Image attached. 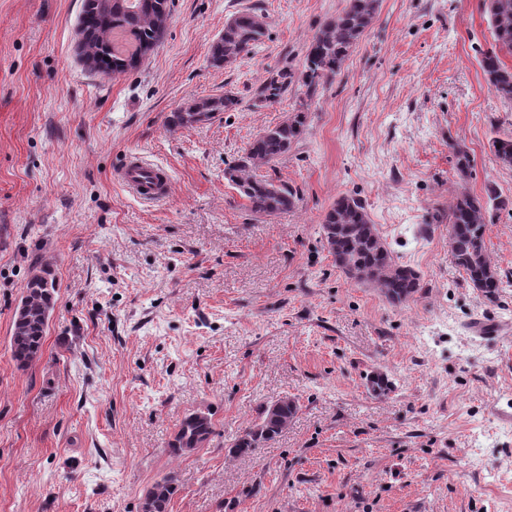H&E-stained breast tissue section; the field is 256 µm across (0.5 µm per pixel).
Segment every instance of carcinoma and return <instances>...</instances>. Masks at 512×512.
<instances>
[{"instance_id": "carcinoma-1", "label": "carcinoma", "mask_w": 512, "mask_h": 512, "mask_svg": "<svg viewBox=\"0 0 512 512\" xmlns=\"http://www.w3.org/2000/svg\"><path fill=\"white\" fill-rule=\"evenodd\" d=\"M173 0H83L80 30L87 67L110 78L137 69L160 41L171 15ZM379 0H347L335 18L325 22L313 36L302 64L295 72L288 68L274 71L257 91L255 102L272 104L281 100L291 86L297 85L311 94L320 86L333 83L341 73L343 62L371 25ZM489 15L494 46L479 61L490 90L504 101L512 102V67L501 53L512 55V0H484ZM265 36L264 26L250 12L233 16L224 25V33L211 45V59L216 65L228 66L251 51ZM239 104L232 94L219 98H202L171 115L176 126H193L207 122L213 113L230 111ZM309 113L300 104L287 119L262 130L250 143L245 156L225 170V177L257 214L275 215L295 207L296 193L286 184H276L253 174V169L269 164L288 152L308 127ZM456 159L460 187L448 206V251L456 267L482 296L493 299L503 287L498 273L486 253V233L490 212L512 202L501 198L492 187L485 196L466 188L471 175V158L467 148L456 141L448 143ZM497 162L512 168V138L492 142ZM329 252L336 267L349 274L354 267L363 276L356 282L380 289L392 303L400 304L419 291L420 276L413 269L398 264L388 246L371 223L363 202L342 196L325 213L321 225ZM58 284L52 272L42 269L25 287L12 322L11 354L17 366L24 368L42 351L46 329L54 309ZM297 405L285 403L270 415L261 412L260 421L240 433L232 448L235 454H247L264 443L275 440L295 415ZM212 434L208 414L192 412L179 424L169 452L182 456L204 447ZM178 491V479L169 473L154 482L143 494L142 512H169Z\"/></svg>"}]
</instances>
